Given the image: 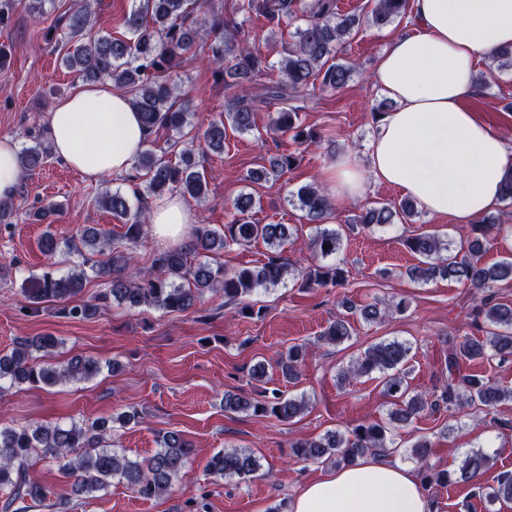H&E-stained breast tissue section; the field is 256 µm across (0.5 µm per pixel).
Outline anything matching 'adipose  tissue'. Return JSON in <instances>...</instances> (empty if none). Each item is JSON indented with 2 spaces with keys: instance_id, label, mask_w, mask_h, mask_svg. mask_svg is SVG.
Returning <instances> with one entry per match:
<instances>
[{
  "instance_id": "ef3b65f1",
  "label": "adipose tissue",
  "mask_w": 512,
  "mask_h": 512,
  "mask_svg": "<svg viewBox=\"0 0 512 512\" xmlns=\"http://www.w3.org/2000/svg\"><path fill=\"white\" fill-rule=\"evenodd\" d=\"M409 7L373 74L395 107L381 118L366 162L338 157L325 188L345 203L370 186L392 187L429 213L467 224L501 206L512 170V145L465 105L479 63L512 46V0H410ZM48 128L56 157L93 181L127 172L147 136L129 97L100 83L73 89ZM149 220L160 244L179 245L196 218L182 197L168 194L150 202ZM289 512H432V504L412 467L372 453L308 482Z\"/></svg>"
}]
</instances>
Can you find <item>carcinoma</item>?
Returning <instances> with one entry per match:
<instances>
[{"label": "carcinoma", "instance_id": "obj_1", "mask_svg": "<svg viewBox=\"0 0 512 512\" xmlns=\"http://www.w3.org/2000/svg\"><path fill=\"white\" fill-rule=\"evenodd\" d=\"M202 0H139L123 18L125 34L92 33L89 4H75L58 17L63 36L78 38L81 43L62 57V64L83 80H107L130 94L132 105L141 114L149 131L148 147L134 160V169L145 177L144 189L154 197L177 193L197 202L207 198V180L199 170V156L224 153L225 124L239 132L257 129L256 112L260 106L277 103L280 108L270 120V128L292 134L300 144L312 142L317 136L297 123L298 93L315 84L323 89L345 87L356 68L338 61V46L359 26L361 17L342 15L337 0H241L239 10L263 18L268 25L278 26L285 18L301 16L303 24L293 33L294 41L278 62L281 78L261 82L268 62L255 51L247 38L239 36L237 25L221 17L200 22L195 12ZM409 0H374L367 21L382 27L407 14ZM207 45V54L224 75V84L234 93L224 102V119L212 121L202 140L183 143L168 139L164 147L155 149L159 132L183 135L188 126L189 108L180 103L167 73L180 66L181 56L198 42ZM512 69V49L497 50L491 56L488 73L478 78L485 82L495 72ZM257 85L252 94L248 84ZM48 151L41 144L23 149L18 154L21 169L33 171L45 163ZM297 161L292 153L283 154L270 162V168L249 173L251 181L279 176ZM305 213L306 220L316 225L309 250L315 257H334L341 249L342 235L326 227L332 219V204L319 186L300 187L293 199ZM99 205L125 221V231L117 240L96 228H87L67 243V249L81 257L82 262L66 275L53 266L29 282L24 292L33 303L63 300L82 291L88 274L103 281L104 288L80 305L64 307L65 317L85 319L112 303L132 307L148 306L168 312H186L207 292L224 295L230 302L242 303L258 288H275L290 278L300 277L311 286L338 285L345 279V269L339 263L314 264L297 269L284 256L291 241L286 224H256L250 220L252 211L261 206V199L251 194L240 196L234 203V214L223 231L208 224L194 226L188 248L161 253L153 260L149 273L137 268L133 247L144 232L146 210L131 213L130 196L107 192L98 199ZM418 214L417 204L405 199L399 203L376 202L361 210L351 220L366 227L381 224H409ZM499 228L495 220L484 218L473 225V237L467 249L452 252L448 244L432 233H420L404 239V245L418 257V264L409 269L411 278L429 282L437 278L457 281L474 290L475 311L484 316L489 329L482 337L466 336L456 342L448 339L446 368L448 379L440 394L432 400L410 391L407 364L411 347L398 340H383L371 344L362 355L340 368L338 376L346 381L372 373L378 374L383 395L393 399L395 410L386 423L366 421L349 434L328 431L318 437L299 439L289 444V456L335 467L347 466L358 458L377 451L394 453L389 447L391 427L407 424L425 406L434 411L469 409L485 412L512 401V388L501 386L484 375L468 370L476 360L512 359V304L496 301L490 289L496 283L512 280V261L492 265L482 262L483 241ZM265 243L270 254L259 266L234 271L212 263L209 254L233 246ZM202 260L194 263L190 255ZM352 336L350 321L334 320L324 331L323 340L340 345ZM57 345L53 336L36 340L22 338L8 353L0 354V396L4 384L11 387L29 385L41 388L89 380L99 374L102 363L93 358L75 356L66 362L53 363L33 352L49 355ZM307 355L304 346H293L273 364L259 362L251 370L253 376H264L268 367L281 371L288 381L298 375L299 366ZM309 401L305 397L285 395L274 390L263 400L245 394H224V408L231 412H250L256 416L292 421L304 414ZM141 423L138 411L90 420H72L65 424L0 425V512H28V503L42 504L52 492L32 473L37 460H53L59 471L72 479L71 493L90 497L108 487L114 478L124 483L138 496L151 499L172 489L180 480L187 460L194 453L193 443L179 430H167L159 435V448L149 458L132 460L112 449L114 425L122 427ZM431 442L419 438L410 450V458L418 468L423 487L448 485L457 480L470 481L474 494L491 503H512V472L498 473L490 483L481 478L492 467V456L477 449L462 458L458 469L438 470L429 462ZM260 468L252 452L232 448L219 450L208 460L206 472L216 478L245 479Z\"/></svg>", "mask_w": 512, "mask_h": 512}]
</instances>
